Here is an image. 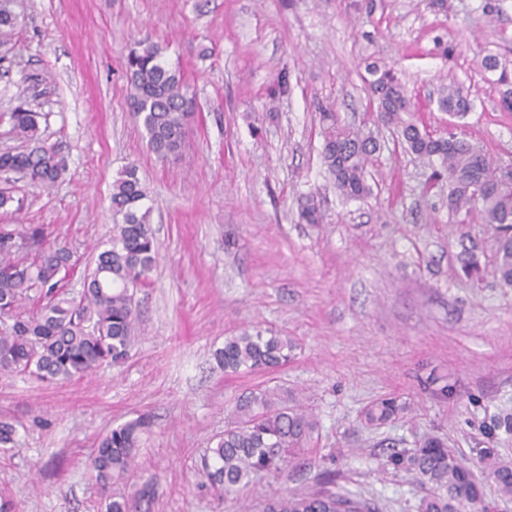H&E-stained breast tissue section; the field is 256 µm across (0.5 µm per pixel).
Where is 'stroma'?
<instances>
[{
    "label": "stroma",
    "instance_id": "stroma-1",
    "mask_svg": "<svg viewBox=\"0 0 512 512\" xmlns=\"http://www.w3.org/2000/svg\"><path fill=\"white\" fill-rule=\"evenodd\" d=\"M20 25L0 44V148L8 113L45 114L66 174L13 185L22 223L67 241L83 273L112 228L118 171L137 166L158 241L138 290L129 358L45 383L0 377V419L19 447H0V496L15 512H105L91 469L103 435L149 417L133 482L157 478L151 512H263L276 491L338 489L378 512H419L414 475L386 467L427 434L473 458L483 421L512 402V290L494 274L496 237L479 215L453 223L448 188L378 123L367 63L393 66L428 130L455 132L512 162V106L485 56L512 62V0H15ZM166 44L198 111L181 156L149 151L131 106L124 57L143 38ZM457 82L474 109L457 118L432 98ZM373 131L370 194L336 192L323 162L322 115ZM323 214L299 218L306 198ZM475 253L479 278L459 258ZM260 329L296 343L285 365L228 373L225 337ZM448 378L434 397L429 376ZM262 386L289 395L318 428L286 471L261 472L236 500L197 475L237 397ZM396 396L403 418L366 426L363 410Z\"/></svg>",
    "mask_w": 512,
    "mask_h": 512
}]
</instances>
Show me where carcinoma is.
I'll return each instance as SVG.
<instances>
[{
    "label": "carcinoma",
    "instance_id": "carcinoma-1",
    "mask_svg": "<svg viewBox=\"0 0 512 512\" xmlns=\"http://www.w3.org/2000/svg\"><path fill=\"white\" fill-rule=\"evenodd\" d=\"M19 16L13 0H0V43L15 35ZM165 47L139 41L129 49L125 68L132 89V106L141 122L148 149L167 159L178 155L195 115L196 99L190 94L180 69L164 63ZM489 71H500L498 81L512 82L508 68L494 56L483 60ZM366 83L376 104L377 119L394 127L405 150L433 164L437 179L446 172L448 212L465 224L472 213L490 225L498 242L494 274L503 287L512 288V187L503 185V166L489 159L461 136L435 135L414 120L412 96L395 71L377 62L366 66ZM440 110L463 117L472 101L451 82L441 88ZM43 114L16 110L9 114L23 151H0V180L19 174L36 186L57 182L66 165L59 148L44 139L39 119ZM323 160L336 190L349 199L370 193L365 171L380 144L372 132L341 126L335 114L323 113ZM145 184L136 166L129 165L112 183L110 206L112 236L84 276V288L73 294L66 274L73 267L74 252L65 242L50 240L43 224H0V375H27L42 382L81 378L104 364L125 361L135 340V291L149 285L157 243L150 225ZM300 218L319 224L323 215L312 200L300 209ZM296 349L286 336H265L244 331L224 339L215 352L224 371L239 373L270 370L286 363ZM407 406L393 397L373 401L363 411L367 425L380 426L401 416ZM143 419L117 426L101 438L92 469L106 502V512H130L135 503H151L156 481L141 485L123 482L136 462L135 448L145 429ZM316 421L296 405L288 404L269 388L256 387L238 396L224 434L203 455L198 468L201 483L219 497L239 494L251 477L287 464L312 438ZM512 433V407L503 408L484 425L488 440L497 432ZM0 445L19 446L16 428L0 422ZM480 474L448 447L439 435L424 436L414 448L394 449L385 465L412 472L425 495L420 512H489L498 503H512V459L495 448H478ZM496 499H486L485 485ZM264 512H375L361 496L329 489L304 494L269 496Z\"/></svg>",
    "mask_w": 512,
    "mask_h": 512
}]
</instances>
